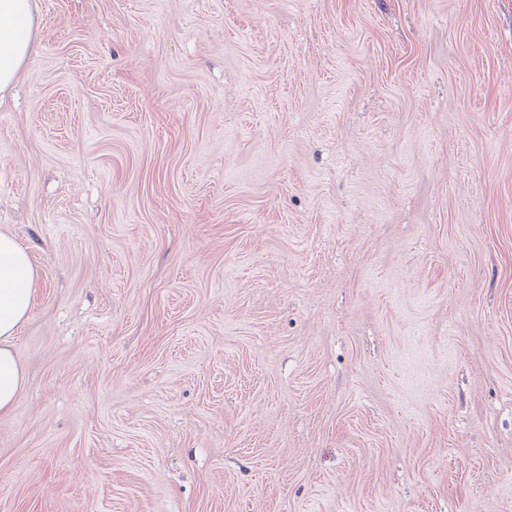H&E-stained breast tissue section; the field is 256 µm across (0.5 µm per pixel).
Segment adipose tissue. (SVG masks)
Returning a JSON list of instances; mask_svg holds the SVG:
<instances>
[{
	"mask_svg": "<svg viewBox=\"0 0 512 512\" xmlns=\"http://www.w3.org/2000/svg\"><path fill=\"white\" fill-rule=\"evenodd\" d=\"M34 8V0H0V95L13 88L36 48ZM36 280L27 249L0 231V415L13 409L26 385L12 341L32 309Z\"/></svg>",
	"mask_w": 512,
	"mask_h": 512,
	"instance_id": "1",
	"label": "adipose tissue"
}]
</instances>
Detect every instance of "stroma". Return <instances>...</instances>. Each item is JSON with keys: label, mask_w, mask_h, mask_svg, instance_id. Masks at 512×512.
I'll list each match as a JSON object with an SVG mask.
<instances>
[{"label": "stroma", "mask_w": 512, "mask_h": 512, "mask_svg": "<svg viewBox=\"0 0 512 512\" xmlns=\"http://www.w3.org/2000/svg\"><path fill=\"white\" fill-rule=\"evenodd\" d=\"M38 3L0 512H512V0Z\"/></svg>", "instance_id": "1"}]
</instances>
